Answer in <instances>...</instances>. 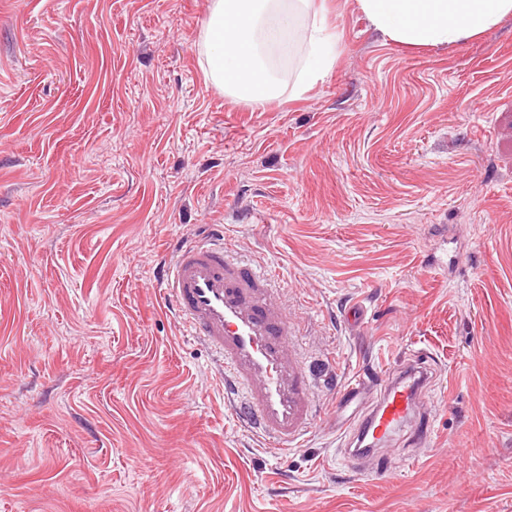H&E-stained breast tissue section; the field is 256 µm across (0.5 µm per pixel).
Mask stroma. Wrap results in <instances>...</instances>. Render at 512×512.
<instances>
[{
    "instance_id": "obj_1",
    "label": "stroma",
    "mask_w": 512,
    "mask_h": 512,
    "mask_svg": "<svg viewBox=\"0 0 512 512\" xmlns=\"http://www.w3.org/2000/svg\"><path fill=\"white\" fill-rule=\"evenodd\" d=\"M208 6L0 0V512H512V16L412 50L326 0L332 72L291 97L296 40L254 108L206 81ZM204 224L333 379L301 447L239 420L165 309ZM419 353L433 434L382 479L341 437Z\"/></svg>"
}]
</instances>
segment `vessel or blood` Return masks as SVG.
Returning a JSON list of instances; mask_svg holds the SVG:
<instances>
[{"label": "vessel or blood", "mask_w": 512, "mask_h": 512, "mask_svg": "<svg viewBox=\"0 0 512 512\" xmlns=\"http://www.w3.org/2000/svg\"><path fill=\"white\" fill-rule=\"evenodd\" d=\"M164 300L187 335L202 341L224 367V397L266 443L298 446L315 420L313 376L294 343V323L274 273L241 258L211 225L181 244L161 273ZM427 381L421 360L381 383L367 414L345 432L344 454L377 457L400 434L426 440L432 426L417 396Z\"/></svg>", "instance_id": "vessel-or-blood-1"}]
</instances>
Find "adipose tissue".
Returning a JSON list of instances; mask_svg holds the SVG:
<instances>
[{"mask_svg": "<svg viewBox=\"0 0 512 512\" xmlns=\"http://www.w3.org/2000/svg\"><path fill=\"white\" fill-rule=\"evenodd\" d=\"M372 26L407 47H446L486 35L512 15V0H357ZM303 36L309 50L291 93L300 97L336 63V40L315 0H210L200 32L201 67L225 96L269 102L280 85L266 51Z\"/></svg>", "mask_w": 512, "mask_h": 512, "instance_id": "obj_1", "label": "adipose tissue"}]
</instances>
